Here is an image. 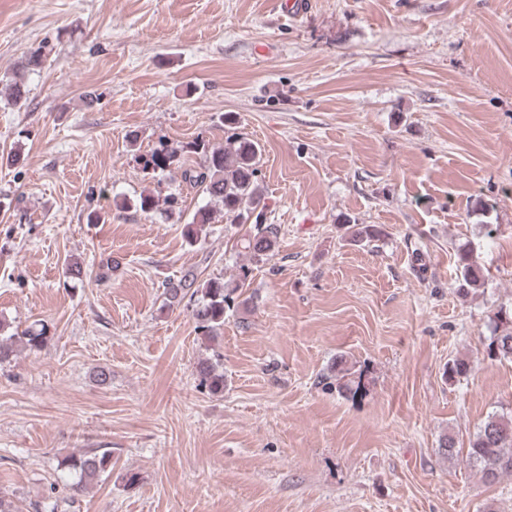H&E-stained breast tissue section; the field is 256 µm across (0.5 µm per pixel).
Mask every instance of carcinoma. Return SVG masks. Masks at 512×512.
<instances>
[{"label": "carcinoma", "instance_id": "obj_1", "mask_svg": "<svg viewBox=\"0 0 512 512\" xmlns=\"http://www.w3.org/2000/svg\"><path fill=\"white\" fill-rule=\"evenodd\" d=\"M195 153L203 154L204 160L197 167L181 169L182 181L197 187L207 198L206 205L200 207L185 225L184 235L190 244L196 243L207 235L209 225L216 218L224 219L227 224L250 223L253 230L243 239L241 247L249 259L258 263L274 256L278 248V231L275 225L265 223L264 195L258 182L259 164L262 156L260 145L245 134L232 132L226 137L225 144L210 147L196 141L187 145ZM177 160V150L162 142L151 153L150 164L163 171ZM166 205L171 211L178 205V198L170 194L164 200L152 194L140 197L139 208L150 213ZM346 230L354 242L377 241L381 231L374 225L348 224ZM457 288L467 292L481 288L489 278L488 270L473 253V250L460 247L456 252ZM240 282L230 287L222 278L198 281L191 271L177 279L162 283L165 304L169 307L180 305L188 299L194 303L193 316L197 331L210 341L224 328L225 306L231 291L243 286L249 275V267H240ZM47 327L43 324L30 326L17 336H0V364L13 356L16 340H21L31 350L41 349L48 340ZM490 355L503 359H512V331L493 328L488 343ZM335 381L324 383L339 393L357 397L365 392L363 373H358L354 365L341 358L336 361ZM199 384L213 394L224 392V374L218 372L216 365L205 359L198 363ZM438 454L451 460L457 455L456 440L451 434H444L438 440ZM468 464L476 470L482 481L493 484L504 474H512V418L493 415L478 429L467 452ZM111 465V451L90 449L75 456L67 463V468L79 474L77 482L71 485L75 492H81L87 484L98 478Z\"/></svg>", "mask_w": 512, "mask_h": 512}]
</instances>
